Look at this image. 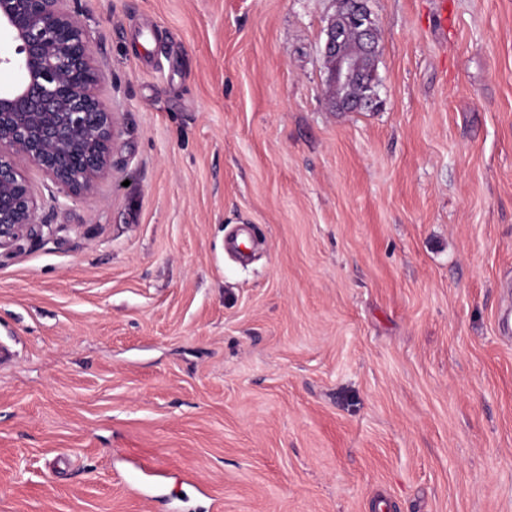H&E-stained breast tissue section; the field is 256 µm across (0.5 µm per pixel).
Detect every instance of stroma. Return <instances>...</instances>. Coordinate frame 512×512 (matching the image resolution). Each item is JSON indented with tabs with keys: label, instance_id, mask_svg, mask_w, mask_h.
<instances>
[{
	"label": "stroma",
	"instance_id": "stroma-1",
	"mask_svg": "<svg viewBox=\"0 0 512 512\" xmlns=\"http://www.w3.org/2000/svg\"><path fill=\"white\" fill-rule=\"evenodd\" d=\"M122 135L0 256V512H512V0H78ZM448 25H437L440 9ZM342 10L327 27L324 56L335 105L350 112L375 104L378 30L365 0H341Z\"/></svg>",
	"mask_w": 512,
	"mask_h": 512
}]
</instances>
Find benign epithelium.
<instances>
[{
    "mask_svg": "<svg viewBox=\"0 0 512 512\" xmlns=\"http://www.w3.org/2000/svg\"><path fill=\"white\" fill-rule=\"evenodd\" d=\"M72 0H0V35L14 55L0 72L22 71V83L0 86V252L39 235L30 174L57 192L89 196L111 171L122 130L100 91L104 81L80 13ZM327 27L324 56L335 105L350 112L375 106L378 30L366 0H341Z\"/></svg>",
    "mask_w": 512,
    "mask_h": 512,
    "instance_id": "obj_1",
    "label": "benign epithelium"
}]
</instances>
